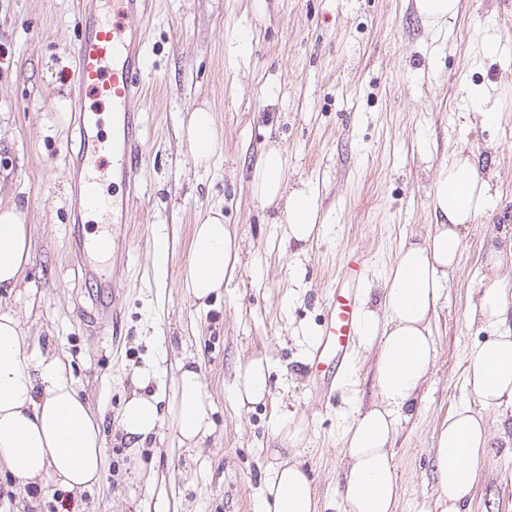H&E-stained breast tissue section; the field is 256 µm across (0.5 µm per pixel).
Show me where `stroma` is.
<instances>
[{"label": "stroma", "mask_w": 512, "mask_h": 512, "mask_svg": "<svg viewBox=\"0 0 512 512\" xmlns=\"http://www.w3.org/2000/svg\"><path fill=\"white\" fill-rule=\"evenodd\" d=\"M81 0H0V198L33 226L26 286L0 296L19 318L30 353L55 355L104 419L107 467L79 498L58 488L25 497L0 473V512H260L275 465L279 423L306 418L295 450L314 480L321 512H344L337 478L342 434L354 404L373 399L374 351L352 344L334 394L307 363L336 273L364 255L370 299L403 241L434 229L428 197L441 162L472 151L496 202L470 225L458 272L431 327L436 361L424 398L394 444L397 512L438 495L430 448L437 426L467 394L466 351L485 333L468 316L483 284L488 244L512 248V56L487 54V36L512 48V0H461L447 29L418 15L415 0H150L144 21L145 87L137 106L144 145L135 200L114 225L111 253L84 274L70 244L73 174L81 148L74 122L72 47ZM481 86L503 116L486 127L467 92ZM197 107L215 116L217 145L196 165L185 127ZM287 158L285 181L318 190L325 225L308 244L287 242L281 210L251 192L269 147ZM221 209L239 263L209 308L180 286L193 227ZM164 236L167 261L153 254ZM112 283L115 324L88 321L91 296ZM193 356L211 394L214 433L200 450L171 425L150 438L143 460L157 481L133 478L118 430L134 377L154 370L171 402L177 362ZM270 365V396L237 410V369ZM464 512H512V447L490 449Z\"/></svg>", "instance_id": "stroma-1"}]
</instances>
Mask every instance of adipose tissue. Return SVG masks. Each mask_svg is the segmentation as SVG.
<instances>
[{"label": "adipose tissue", "mask_w": 512, "mask_h": 512, "mask_svg": "<svg viewBox=\"0 0 512 512\" xmlns=\"http://www.w3.org/2000/svg\"><path fill=\"white\" fill-rule=\"evenodd\" d=\"M187 137L196 162H208L216 141L212 112L195 108ZM286 165L282 150H267L254 169L253 191L265 204L283 202L286 240L305 244L322 229L318 194L309 186L287 188ZM429 197L437 217L434 231L402 244L384 275L377 303L361 312L358 341L377 350L375 399L369 406L354 407L343 431L339 495L346 512H397L400 484L391 442L430 378L435 361L430 323L460 263L468 227L494 209L482 170L462 149L440 164ZM31 241L21 209L0 204V292L23 283L32 262ZM190 252L181 286L203 307L233 278L238 264V246L221 210H211L194 226ZM484 267L486 284L476 294L472 313L488 337L466 354L468 401L437 429L432 448L437 502L415 504L414 512H461L478 480L476 463L493 445L485 414L512 410V252L489 248ZM268 376L263 359L249 360L237 374L236 403L264 402ZM148 384V375L136 379L120 414L126 441L143 447L167 420L181 443L201 447L214 430L213 405L196 363H181L168 409H160L159 395L149 392ZM104 439L102 419L64 364L53 356L28 354L18 320L0 313V468L24 487L42 489L52 481L79 493L102 476ZM318 508L308 472L300 461L288 458L268 485L262 512Z\"/></svg>", "instance_id": "obj_1"}]
</instances>
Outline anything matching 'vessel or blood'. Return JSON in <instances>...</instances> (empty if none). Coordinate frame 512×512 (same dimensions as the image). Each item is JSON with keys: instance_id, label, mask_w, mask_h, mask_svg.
Here are the masks:
<instances>
[{"instance_id": "vessel-or-blood-1", "label": "vessel or blood", "mask_w": 512, "mask_h": 512, "mask_svg": "<svg viewBox=\"0 0 512 512\" xmlns=\"http://www.w3.org/2000/svg\"><path fill=\"white\" fill-rule=\"evenodd\" d=\"M148 0H112L111 19L102 18L98 0H82L78 22L86 34L74 48L80 90L93 91L105 102L112 118V134L101 132L97 109L84 107L78 118L82 153L73 158L75 211L105 210L113 214L133 202L142 155V120L135 100L143 92V33L137 19L147 13ZM112 176L126 192L114 201L102 190L105 176ZM365 263L354 254L338 270L346 286L326 308L324 329L313 350L314 359L341 356L358 326L355 296Z\"/></svg>"}]
</instances>
